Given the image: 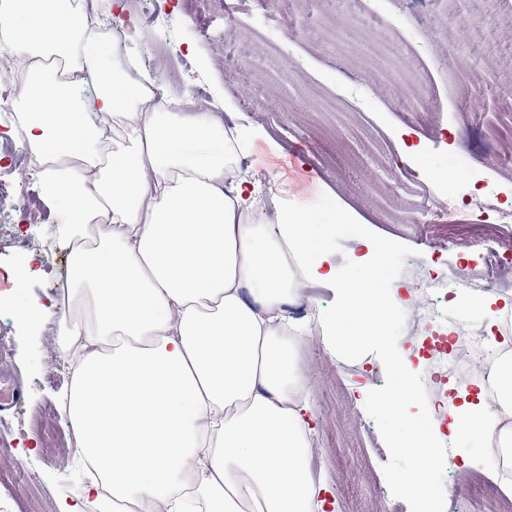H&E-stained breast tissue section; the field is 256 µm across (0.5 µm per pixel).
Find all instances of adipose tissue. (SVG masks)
<instances>
[{
	"label": "adipose tissue",
	"mask_w": 512,
	"mask_h": 512,
	"mask_svg": "<svg viewBox=\"0 0 512 512\" xmlns=\"http://www.w3.org/2000/svg\"><path fill=\"white\" fill-rule=\"evenodd\" d=\"M22 63L14 137L73 264L62 305L21 316L60 326L72 372L61 409L108 512H309L323 492L306 465L312 431L296 344L282 340L306 283L336 290L325 335L382 345L392 298L375 244L336 273L333 227L281 203L266 213L219 113L157 108L141 80L87 26L78 0H10L0 51ZM99 85L83 93L84 72ZM409 378L382 400L393 445L418 467L403 492L432 502L436 433L408 411Z\"/></svg>",
	"instance_id": "obj_1"
}]
</instances>
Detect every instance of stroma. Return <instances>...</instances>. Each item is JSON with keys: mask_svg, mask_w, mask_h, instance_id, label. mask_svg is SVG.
Instances as JSON below:
<instances>
[{"mask_svg": "<svg viewBox=\"0 0 512 512\" xmlns=\"http://www.w3.org/2000/svg\"><path fill=\"white\" fill-rule=\"evenodd\" d=\"M140 26L136 40L147 49L144 64L156 79L170 80L168 98L181 97L186 87L172 83L174 62L163 48L151 49L153 32L148 19L159 0H125ZM175 26L184 30L186 53L192 67L205 79L211 109L223 113L225 125L253 131L239 164L258 183L269 203L281 200L314 209L321 223L332 224V247L339 271H348L353 256L365 254L363 238L389 242V281H406V263L427 265L434 250L427 224L402 228L401 218L414 214V190L430 181L429 170L443 153H462L473 172V191L512 195V173L494 172V157L512 152V145L495 134L502 112L512 103L501 98L500 86L512 75V34L497 21L472 13L470 0H401L396 14L367 11L364 0H278L273 8L239 13L228 27L221 0L201 8L199 0H176ZM470 15L473 31L460 39L454 53L439 57L435 30L447 10ZM412 45L422 59L425 78L422 97L397 102L385 78L389 60ZM481 86L483 110L467 109L463 90ZM369 97L374 113L356 112L357 98ZM414 173L405 190L391 187V175L400 168ZM24 169L0 160V181L13 186L0 199V220L17 223L28 209L36 188L24 179ZM25 236L39 240L36 249L0 245V367L16 374L26 397L18 413L36 416L58 402L69 382L57 374L58 324L19 319L18 310L32 300L55 302L54 283L68 271L56 252L57 229L46 220L28 222ZM38 276L19 282L26 263ZM403 308H396L383 346L337 348L328 336L305 337L297 354L302 379L310 389L308 403L315 416L311 454L328 462L344 458L343 475L324 471L320 482L336 486L345 479L362 497L383 491L414 507L396 478L416 469V461L401 451L375 462L374 480L362 473V451L330 446L335 425L363 423L381 447L390 448L393 424L379 403L380 396L399 380L398 365L407 357ZM358 395L349 415H340L333 395L337 377ZM58 437L65 448L48 444L32 448L33 430L12 437V451L28 462L32 480L49 492L50 512L80 501L83 479L75 467L79 453L70 445L71 430L58 416ZM444 457L434 469L433 512H461L449 486L465 464L456 445L439 436Z\"/></svg>", "mask_w": 512, "mask_h": 512, "instance_id": "stroma-1", "label": "stroma"}]
</instances>
